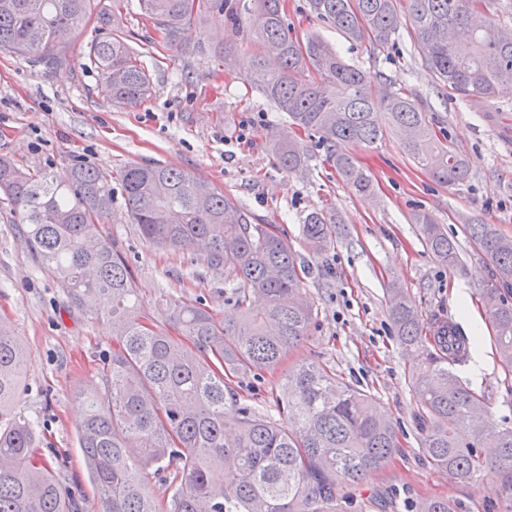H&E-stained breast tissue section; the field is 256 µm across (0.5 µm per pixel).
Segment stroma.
Here are the masks:
<instances>
[{
    "label": "stroma",
    "mask_w": 512,
    "mask_h": 512,
    "mask_svg": "<svg viewBox=\"0 0 512 512\" xmlns=\"http://www.w3.org/2000/svg\"><path fill=\"white\" fill-rule=\"evenodd\" d=\"M286 5L299 36L323 38L367 73L375 93L398 90L415 100L449 148L467 160V181L436 183L395 135L370 149H351L371 180L365 196L346 185L311 133L302 136L306 167L282 169L269 143L287 135V115L251 88L239 67L216 66L197 50L201 41L239 47L241 34L214 14L187 28L182 49L157 47L148 42L152 26L134 7L123 13V31L151 75V95L133 106L111 104L100 74L84 63L98 36L93 21L71 39L67 63L53 69L0 50V156L60 180L77 164L115 179L128 165L160 164L232 196L254 223L276 225L304 252L310 272L302 287L317 316L309 337L279 369L230 379L242 404L273 411L285 370L317 361L340 381L371 393L398 437L386 466L345 489L337 512H383L389 501L394 512H409L412 502L434 497L448 499L458 512H499L491 480L459 482L424 457L416 397L405 379L411 359L393 336L387 288H403L427 326L438 316L459 322L464 304L481 316L485 369L476 376L464 362L452 370L484 397L493 427H512V374L500 362L479 297L492 266L468 232L469 225L491 224L512 236V88L486 104L468 101L441 90L422 67L412 29L401 28L394 46L373 53L310 15L307 0ZM315 211L338 227L333 246L319 254L304 251L301 235ZM421 213L454 241L462 269H449L427 253L415 221ZM21 230L11 205L0 199V320L31 353L18 407L35 422L38 456L61 472L81 512H101L77 430L81 395L112 353V326L70 306L60 282L25 247ZM102 231L129 266L141 312L168 332L176 330L169 315L178 303L201 305L219 322L235 316L223 271L192 252L147 245L121 191L113 193L112 217Z\"/></svg>",
    "instance_id": "1"
}]
</instances>
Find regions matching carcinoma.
I'll return each mask as SVG.
<instances>
[{"label":"carcinoma","mask_w":512,"mask_h":512,"mask_svg":"<svg viewBox=\"0 0 512 512\" xmlns=\"http://www.w3.org/2000/svg\"><path fill=\"white\" fill-rule=\"evenodd\" d=\"M123 0L96 14L102 36L85 62L97 70L112 102L128 106L151 94V77L122 33ZM145 19L170 48L184 28L218 13L246 35L242 67L255 88L288 115L293 127L318 134V146L355 192L371 182L340 143L371 147L389 134L436 182L460 185L466 160L438 136L407 95H373L364 72L345 63L317 36L301 39L288 23L286 0H138ZM491 0H308L311 13L346 38L376 49L409 25L422 66L450 93L489 102L512 86V34L486 15ZM91 17V0H0V50L47 67L67 61L69 41ZM270 149L290 171L308 161L296 138ZM127 213L152 246L200 253L233 282L239 316L223 324L201 306L177 304L171 318L190 344L169 336L137 309L128 265L102 235L112 215V178L86 165L57 182L45 171L0 157V193L24 225L23 242L38 264L57 276L72 306L97 309L112 323V355L83 395L78 429L88 477L105 512H157L145 483L150 469L179 480L168 512H327L343 489L384 467L397 447L394 424L364 390L340 382L314 362L288 370L276 404L282 418L237 404L224 374L277 369L308 337L315 303L301 288L300 254L271 224H253L230 196L162 165H130L121 174ZM427 252L456 268L448 233L427 214L417 218ZM471 238L493 265L481 301L493 319L500 362L512 373V237L490 224H470ZM303 242L325 250L336 227L318 212L302 224ZM398 344L413 355L407 379L418 404L421 449L454 479L477 482L490 472L512 512V427L487 431L484 399L448 367L463 360L468 339L441 320L423 333L419 312L403 289H388ZM260 295L264 306L251 298ZM30 361L0 322V512H77L61 476L36 459L33 422L17 410ZM416 512H455L443 499Z\"/></svg>","instance_id":"carcinoma-1"}]
</instances>
